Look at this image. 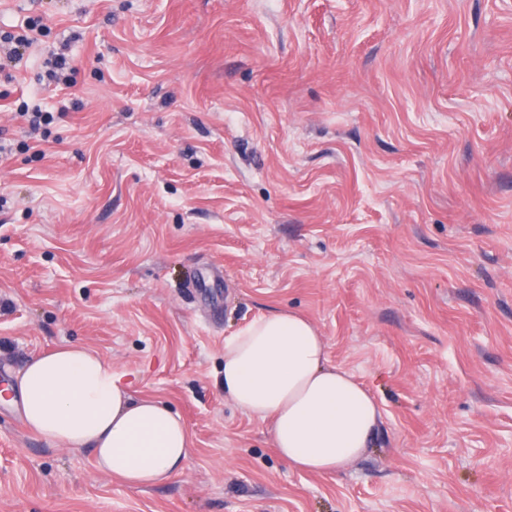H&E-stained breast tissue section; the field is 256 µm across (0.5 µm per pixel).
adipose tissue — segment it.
I'll list each match as a JSON object with an SVG mask.
<instances>
[{
	"label": "adipose tissue",
	"mask_w": 512,
	"mask_h": 512,
	"mask_svg": "<svg viewBox=\"0 0 512 512\" xmlns=\"http://www.w3.org/2000/svg\"><path fill=\"white\" fill-rule=\"evenodd\" d=\"M27 426L69 450H87L103 474L150 487L183 472L190 432L150 397H133L111 362L65 344L32 358L17 377ZM223 388L239 409L269 422L290 466L330 475L373 445L382 412L347 370L332 365L308 319L272 310L224 340Z\"/></svg>",
	"instance_id": "ef3b65f1"
}]
</instances>
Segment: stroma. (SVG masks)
<instances>
[{"label":"stroma","mask_w":512,"mask_h":512,"mask_svg":"<svg viewBox=\"0 0 512 512\" xmlns=\"http://www.w3.org/2000/svg\"><path fill=\"white\" fill-rule=\"evenodd\" d=\"M30 18L0 389L82 344L192 447L134 488L0 400V512H512V0H0V34ZM274 309L381 405L334 475L224 396L225 338Z\"/></svg>","instance_id":"35a3bbf8"}]
</instances>
